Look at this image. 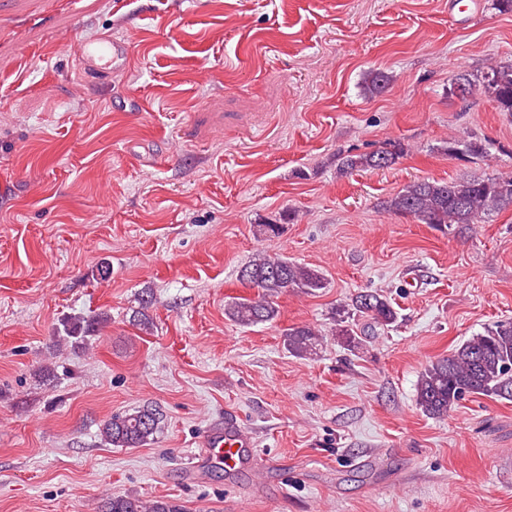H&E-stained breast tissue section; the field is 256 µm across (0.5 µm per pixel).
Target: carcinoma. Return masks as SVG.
I'll return each mask as SVG.
<instances>
[{
  "label": "carcinoma",
  "mask_w": 512,
  "mask_h": 512,
  "mask_svg": "<svg viewBox=\"0 0 512 512\" xmlns=\"http://www.w3.org/2000/svg\"><path fill=\"white\" fill-rule=\"evenodd\" d=\"M392 76L376 68L367 72L365 90L379 95L388 88ZM465 95H483L496 109L512 115V64H496L481 79L472 81L462 75ZM399 142L368 154L349 155L339 160V170L351 173L360 170L389 168L404 154ZM446 151L454 156L485 158L487 147L470 138L448 140ZM512 206V176L487 178L460 177L444 180H421L403 187L385 202V209L395 215L411 216L445 233L461 225L476 224L483 218ZM239 279H247L256 289L251 298H237L224 308V314L240 326L273 322L279 315L276 299L288 291L314 294L326 287L322 272L297 264L286 257L258 253L244 266ZM153 294L144 292L136 314L139 329H153L149 309ZM348 319L340 320L332 330L333 339L352 348L364 346L365 337L358 335V321L364 319L371 330L385 329L397 322L398 312L390 298L380 292H359L351 298ZM108 316L97 314L74 317L63 323L64 335L55 347L88 349L89 338ZM286 350L300 358H312L323 349L328 337L310 326L287 328L282 333ZM486 396L512 401V322H499L475 334L451 352L430 362L420 372L415 385V401L419 409L433 418L448 414L467 396ZM162 414L152 407L135 408L113 414L99 428L103 444L114 448H139L155 440L161 429ZM104 512H182L181 507L166 499L110 495Z\"/></svg>",
  "instance_id": "1"
}]
</instances>
